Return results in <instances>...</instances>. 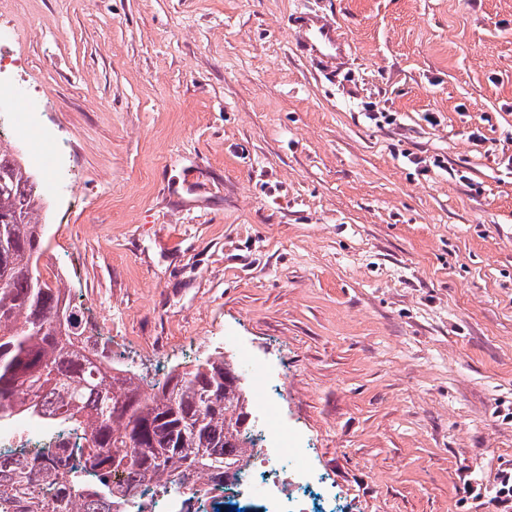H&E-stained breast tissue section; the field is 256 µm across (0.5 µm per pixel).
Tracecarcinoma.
<instances>
[{"label":"carcinoma","instance_id":"carcinoma-1","mask_svg":"<svg viewBox=\"0 0 512 512\" xmlns=\"http://www.w3.org/2000/svg\"><path fill=\"white\" fill-rule=\"evenodd\" d=\"M37 194L30 177L0 147V418L19 410L83 433L72 468L57 481L55 459L0 465V512L27 499L41 483L61 512H112L141 480L180 494L194 473L222 478L247 454L240 443L248 412L238 368L206 359L143 392L84 330L55 323L76 311L65 291L38 268L43 247Z\"/></svg>","mask_w":512,"mask_h":512}]
</instances>
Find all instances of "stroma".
Instances as JSON below:
<instances>
[{
    "mask_svg": "<svg viewBox=\"0 0 512 512\" xmlns=\"http://www.w3.org/2000/svg\"><path fill=\"white\" fill-rule=\"evenodd\" d=\"M0 41L40 268L113 366L246 364L312 512H499L467 486L512 468V0H0ZM295 26L304 34L303 51L317 60L325 71L333 72L335 61L350 49L336 23L319 15H306L294 19Z\"/></svg>",
    "mask_w": 512,
    "mask_h": 512,
    "instance_id": "stroma-1",
    "label": "stroma"
}]
</instances>
